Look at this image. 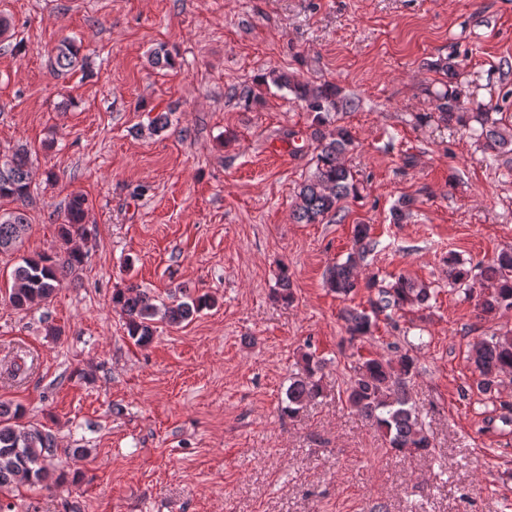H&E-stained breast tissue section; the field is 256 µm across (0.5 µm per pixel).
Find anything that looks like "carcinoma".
<instances>
[{
  "mask_svg": "<svg viewBox=\"0 0 512 512\" xmlns=\"http://www.w3.org/2000/svg\"><path fill=\"white\" fill-rule=\"evenodd\" d=\"M85 65L81 45L73 39L63 41L53 60L55 71L63 74ZM432 67L442 75L443 81L456 79L460 64L452 57L439 59ZM267 78L293 95V100L306 111L314 114V121L324 126L330 114L353 106L342 90L331 83L315 85L294 76L272 70ZM437 120L444 126H460L469 134L484 140L491 156L512 153V129L502 128L489 112H466L459 93L446 91L438 96ZM476 121L478 126L470 125ZM317 142L315 169L300 186L294 202V217L299 224H318L326 216L340 211L339 203L358 191L354 176L343 162V155L353 138L350 131L337 126L328 131L315 130ZM29 158L25 151H17L0 161V198H12L21 207L0 213V253H7L22 244L30 224L22 206L26 205L29 189ZM88 200L81 193L69 199L60 225V235L69 239L85 232V216ZM354 249L345 261L333 265L326 275V286L340 297H347L357 288H372L375 281H360L359 268L370 251L372 238L366 224L354 227ZM85 255L72 250L59 261L49 255L26 258L12 273L14 284L8 294L9 303L17 309H30L51 301L64 276L84 263ZM448 283L464 285L469 270L457 258L450 256ZM481 293L477 308L486 316L494 315L503 308H512V249L501 251L481 270ZM430 288L405 276L379 290L378 299L371 311L348 309L344 314L346 330L353 338L372 334L378 316L388 310L421 307L430 302ZM112 302L120 306L126 316L128 336L135 344L151 343L157 316L171 326H179L195 314L211 307L214 300L199 296L159 308L152 298L131 284L116 291ZM469 359L480 376V388L492 392L499 377L512 375V336H492L471 345ZM304 375L288 386V405L284 411L293 415L309 399L321 394V379L317 378L321 360L314 354L303 355ZM417 357L413 349L399 352L393 359L366 358L353 367L346 387L347 401L362 417L370 421L383 436L388 446L399 453L430 455L434 447L424 423L411 403L408 382L416 371ZM24 412L21 407H11L0 402V495L14 487L28 483L38 484L53 475L56 469L58 448L55 437L48 430L30 428L21 423Z\"/></svg>",
  "mask_w": 512,
  "mask_h": 512,
  "instance_id": "cac0c4a2",
  "label": "carcinoma"
}]
</instances>
